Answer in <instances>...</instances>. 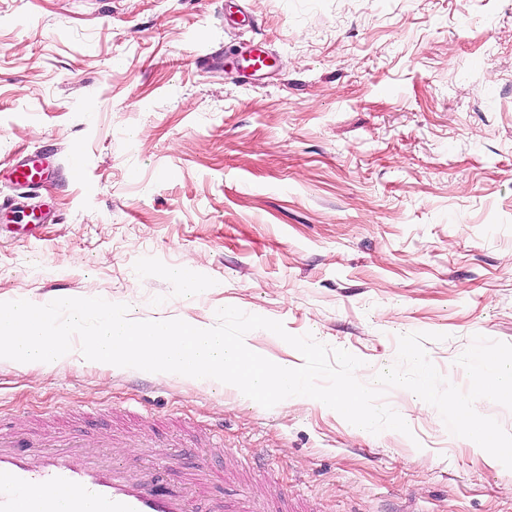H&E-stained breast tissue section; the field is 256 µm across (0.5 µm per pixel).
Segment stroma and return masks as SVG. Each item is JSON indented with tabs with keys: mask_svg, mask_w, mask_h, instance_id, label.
Instances as JSON below:
<instances>
[{
	"mask_svg": "<svg viewBox=\"0 0 512 512\" xmlns=\"http://www.w3.org/2000/svg\"><path fill=\"white\" fill-rule=\"evenodd\" d=\"M273 68L244 85L239 51ZM44 185L19 188L30 153ZM79 161L83 175L71 180ZM206 283L194 304L165 275ZM101 297L207 326L234 306L392 365L399 335L468 383L512 344V0H0V301ZM409 434L263 408L137 369L0 364V424L207 460L316 512H512V470L408 390ZM218 450H209V436Z\"/></svg>",
	"mask_w": 512,
	"mask_h": 512,
	"instance_id": "35a3bbf8",
	"label": "stroma"
}]
</instances>
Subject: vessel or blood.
Listing matches in <instances>:
<instances>
[{
  "label": "vessel or blood",
  "mask_w": 512,
  "mask_h": 512,
  "mask_svg": "<svg viewBox=\"0 0 512 512\" xmlns=\"http://www.w3.org/2000/svg\"><path fill=\"white\" fill-rule=\"evenodd\" d=\"M45 164L30 159L18 165L16 183L37 187ZM213 475L198 468L177 484L156 480L149 460L135 448H120L99 457L81 448L65 432L33 449L30 442L0 428V512H193L196 500L208 494ZM39 486L53 496L33 498ZM224 512H313L306 502L271 486L266 494L226 500Z\"/></svg>",
  "instance_id": "obj_1"
}]
</instances>
